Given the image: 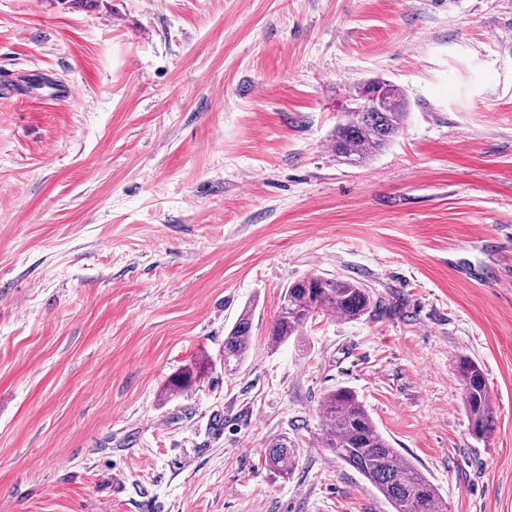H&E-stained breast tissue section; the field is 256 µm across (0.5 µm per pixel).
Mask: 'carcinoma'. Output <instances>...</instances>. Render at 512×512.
<instances>
[{"mask_svg":"<svg viewBox=\"0 0 512 512\" xmlns=\"http://www.w3.org/2000/svg\"><path fill=\"white\" fill-rule=\"evenodd\" d=\"M396 102L388 112L355 110L343 113L330 146L336 159L351 167H363L386 150L398 137L407 119L402 91L390 85ZM372 290L343 277L312 275L295 281L283 291L270 336L282 343L301 335L306 325L323 316L355 321L377 308ZM252 309L244 308L224 336V369L241 365L251 349ZM457 378L471 434L478 440L495 431V408L481 364L460 358ZM323 447L358 472L395 512H448L439 488L411 461L403 457L379 431L355 391L338 388L328 392L321 404ZM295 449L288 437L275 440L266 455L267 465L284 480L292 474Z\"/></svg>","mask_w":512,"mask_h":512,"instance_id":"obj_1","label":"carcinoma"}]
</instances>
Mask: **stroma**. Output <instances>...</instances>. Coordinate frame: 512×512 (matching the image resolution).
I'll return each mask as SVG.
<instances>
[{
    "instance_id": "obj_1",
    "label": "stroma",
    "mask_w": 512,
    "mask_h": 512,
    "mask_svg": "<svg viewBox=\"0 0 512 512\" xmlns=\"http://www.w3.org/2000/svg\"><path fill=\"white\" fill-rule=\"evenodd\" d=\"M1 71L0 512H393L320 443L339 387L448 512H512V0H0ZM371 80L409 115L351 168L329 140ZM312 274L383 307L273 343ZM252 309L248 306L238 315L224 336V369L232 371L241 365L251 349ZM457 378L462 389L463 407L471 434L478 440L489 438L495 431V408L486 375L481 364L469 357L460 358ZM295 458L294 445L288 441V436H283L271 444L266 455V462L275 476L286 480L292 474Z\"/></svg>"
}]
</instances>
